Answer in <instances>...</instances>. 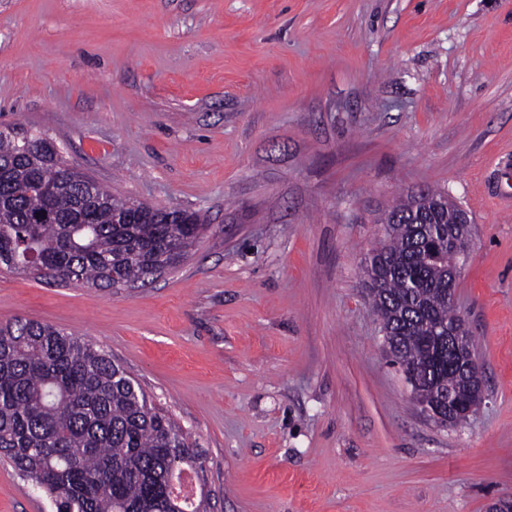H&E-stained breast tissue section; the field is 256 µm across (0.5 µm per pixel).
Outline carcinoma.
Instances as JSON below:
<instances>
[{
    "label": "carcinoma",
    "instance_id": "carcinoma-1",
    "mask_svg": "<svg viewBox=\"0 0 512 512\" xmlns=\"http://www.w3.org/2000/svg\"><path fill=\"white\" fill-rule=\"evenodd\" d=\"M158 224L59 155L40 134L0 129V266L110 288L179 265L205 230ZM367 298L418 401L448 416L471 389L453 365L460 323L450 264L469 254L471 225L430 188L377 219ZM441 247L442 256L427 243ZM190 449L175 421L92 341L20 319L0 326V453L55 512H207L176 501L172 467Z\"/></svg>",
    "mask_w": 512,
    "mask_h": 512
}]
</instances>
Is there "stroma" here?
Masks as SVG:
<instances>
[{
  "instance_id": "1",
  "label": "stroma",
  "mask_w": 512,
  "mask_h": 512,
  "mask_svg": "<svg viewBox=\"0 0 512 512\" xmlns=\"http://www.w3.org/2000/svg\"><path fill=\"white\" fill-rule=\"evenodd\" d=\"M198 212L133 288L0 269V324L101 346L197 448L209 512H487L512 496V0H0V127ZM447 193L484 399L413 398L365 297L374 222ZM0 512H53L0 460Z\"/></svg>"
}]
</instances>
